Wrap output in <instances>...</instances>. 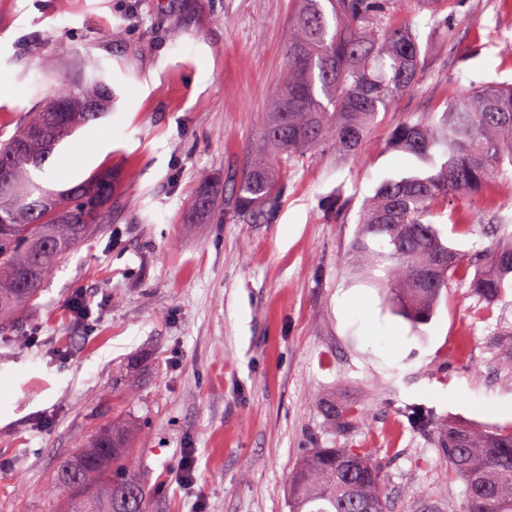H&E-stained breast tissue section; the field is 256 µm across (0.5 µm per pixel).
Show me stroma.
<instances>
[{"mask_svg": "<svg viewBox=\"0 0 512 512\" xmlns=\"http://www.w3.org/2000/svg\"><path fill=\"white\" fill-rule=\"evenodd\" d=\"M295 6L0 0V138L55 80L98 62L111 115L57 146L70 167L36 179L63 190L109 170L118 187L111 223L0 331V512H65V494L45 493L59 461L112 422L135 432L152 512H289L286 476L312 448L374 449L392 512L457 503L464 484L444 482L412 409L512 427V288L489 304L456 282L415 326L346 265L363 202L405 168L390 128L470 83H512V0H464L454 50L433 46L431 73L379 114L355 158L326 147L290 167L276 223L191 215L200 186L228 198L263 143ZM339 189L347 203L326 219ZM79 294L90 319L71 309ZM323 400L372 418L338 435Z\"/></svg>", "mask_w": 512, "mask_h": 512, "instance_id": "1", "label": "stroma"}]
</instances>
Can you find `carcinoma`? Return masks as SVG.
Wrapping results in <instances>:
<instances>
[{
  "label": "carcinoma",
  "instance_id": "carcinoma-1",
  "mask_svg": "<svg viewBox=\"0 0 512 512\" xmlns=\"http://www.w3.org/2000/svg\"><path fill=\"white\" fill-rule=\"evenodd\" d=\"M463 0H300L290 22L288 62L274 90L263 148L235 188L237 215L254 224L277 220L288 188L279 172L333 146L356 155L381 112L413 91L430 66L429 46L416 30L391 17L404 6L428 12L424 27L444 46L457 41L453 13ZM116 95L102 68L63 78L0 141V328L38 298L57 261L93 229L112 223L117 184L96 172L55 195L31 171L45 170L55 147L78 128L112 111ZM391 150L428 165L425 171L383 179L368 199L351 243V273L389 292L415 324L428 322L444 290L475 274L471 292L497 301L512 277V242L493 239L471 253L443 238L436 217L470 231L460 199L492 204L499 183H512V85L483 83L456 96L441 112L409 117L392 127ZM221 218L215 192L201 187L191 214ZM341 432L368 421V409L320 404ZM411 422L430 433L445 476L465 490L458 512H512V430L450 422L436 427L417 408ZM133 433L107 426L64 458L51 490L67 494L72 512H148L149 489L133 475ZM290 512H388L380 467L368 448H314L288 474Z\"/></svg>",
  "mask_w": 512,
  "mask_h": 512
}]
</instances>
